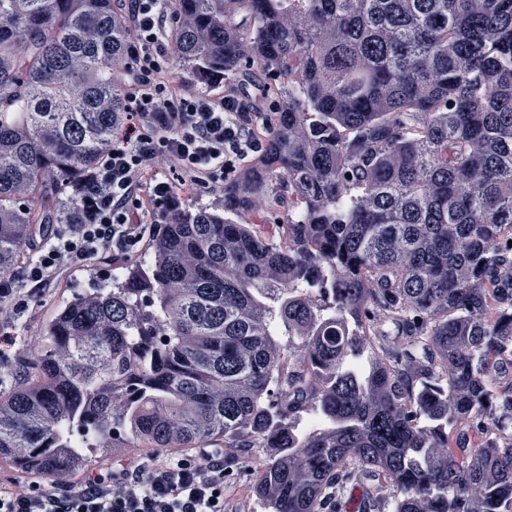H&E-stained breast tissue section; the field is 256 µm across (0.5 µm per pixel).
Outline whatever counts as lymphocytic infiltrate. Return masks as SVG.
I'll use <instances>...</instances> for the list:
<instances>
[{
    "mask_svg": "<svg viewBox=\"0 0 512 512\" xmlns=\"http://www.w3.org/2000/svg\"><path fill=\"white\" fill-rule=\"evenodd\" d=\"M127 126L112 132L85 184L83 209L26 246L17 274L0 278V334L14 331L36 291L57 285L94 259L120 267L151 234L146 201L176 187L220 190L224 178L261 149L255 129L268 109L246 104L237 89L193 95L169 81V0H129ZM168 177L159 180L157 169ZM0 512H227L224 453L167 451L134 458L120 469L59 481L0 480Z\"/></svg>",
    "mask_w": 512,
    "mask_h": 512,
    "instance_id": "lymphocytic-infiltrate-1",
    "label": "lymphocytic infiltrate"
}]
</instances>
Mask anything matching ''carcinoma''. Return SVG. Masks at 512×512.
Instances as JSON below:
<instances>
[{"label":"carcinoma","instance_id":"1","mask_svg":"<svg viewBox=\"0 0 512 512\" xmlns=\"http://www.w3.org/2000/svg\"><path fill=\"white\" fill-rule=\"evenodd\" d=\"M177 70L263 80L261 152L40 323L0 460L258 441L264 512H512V0H170ZM121 0H0V273L126 112ZM321 426L305 430L309 416Z\"/></svg>","mask_w":512,"mask_h":512}]
</instances>
